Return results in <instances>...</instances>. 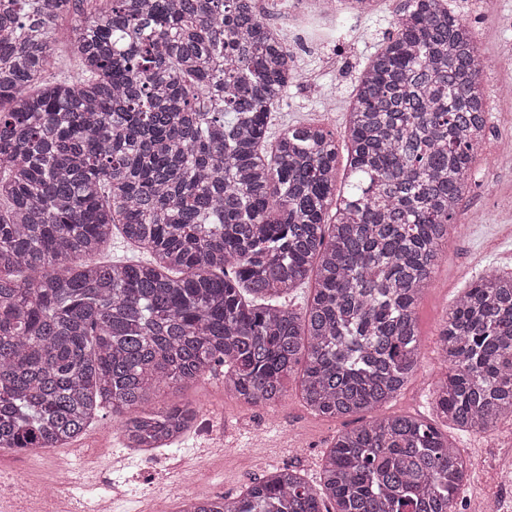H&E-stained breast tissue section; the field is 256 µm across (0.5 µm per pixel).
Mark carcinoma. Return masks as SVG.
<instances>
[{
  "label": "carcinoma",
  "mask_w": 512,
  "mask_h": 512,
  "mask_svg": "<svg viewBox=\"0 0 512 512\" xmlns=\"http://www.w3.org/2000/svg\"><path fill=\"white\" fill-rule=\"evenodd\" d=\"M336 134L283 125L288 47L254 0H9L0 10V449L66 448L108 408L128 448H166L199 405L145 411L215 365L274 406L299 380L340 432L320 483L274 469L181 512H460L471 463L421 417L385 414L416 374V306L488 124L483 58L447 0H401ZM77 16L75 78L48 75ZM147 259L87 262L114 231ZM315 277L298 311L288 296ZM435 408L512 420V273L473 281L438 334Z\"/></svg>",
  "instance_id": "obj_1"
}]
</instances>
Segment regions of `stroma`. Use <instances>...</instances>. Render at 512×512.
I'll list each match as a JSON object with an SVG mask.
<instances>
[{
  "label": "stroma",
  "instance_id": "stroma-1",
  "mask_svg": "<svg viewBox=\"0 0 512 512\" xmlns=\"http://www.w3.org/2000/svg\"><path fill=\"white\" fill-rule=\"evenodd\" d=\"M494 2L499 21L480 33L482 53L493 67L480 76L489 109V138L478 147L462 200L470 221L461 231L450 232L444 259L417 305L421 367L387 410L419 414L433 422L471 462L466 497L482 501L487 512H512V453L491 435L457 430L432 410L434 381L445 369L437 335L447 310L457 294L479 276L494 269L512 271V156L496 151L500 142H512V0ZM393 31L392 0H378L373 14L341 22L335 41L301 56L300 73L280 103L279 123H322L343 135L357 71ZM223 376L219 366L207 371L186 395L199 400L203 411L215 417L226 434L225 454L241 458V465L221 473L205 467L212 443L195 431L189 433L180 459L202 465L203 477L219 483L228 497L239 495L273 467L292 466L308 480L318 481L324 453L341 430L351 427V418L332 420L314 414L301 402L294 380L277 406L251 407L224 396L218 387ZM171 481L170 472L150 479L141 463H133L124 472L112 512H135L144 484L159 489Z\"/></svg>",
  "mask_w": 512,
  "mask_h": 512
}]
</instances>
